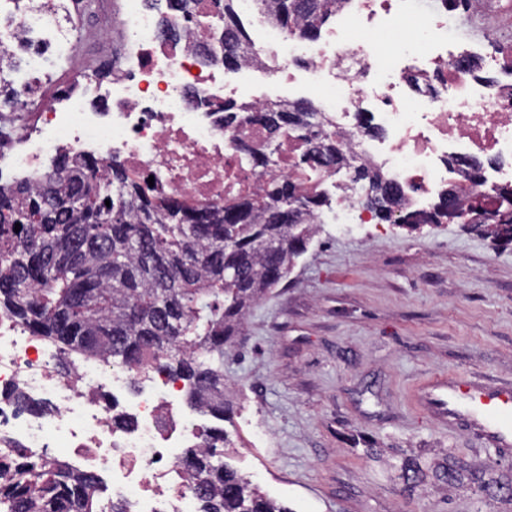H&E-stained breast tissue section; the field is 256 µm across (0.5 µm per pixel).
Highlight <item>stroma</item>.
Listing matches in <instances>:
<instances>
[{
	"label": "stroma",
	"instance_id": "35a3bbf8",
	"mask_svg": "<svg viewBox=\"0 0 512 512\" xmlns=\"http://www.w3.org/2000/svg\"><path fill=\"white\" fill-rule=\"evenodd\" d=\"M451 372L512 380V247L457 219L323 225L224 356V460L292 512H512L444 478L512 473L412 401Z\"/></svg>",
	"mask_w": 512,
	"mask_h": 512
}]
</instances>
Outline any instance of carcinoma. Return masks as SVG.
<instances>
[{"label":"carcinoma","instance_id":"obj_1","mask_svg":"<svg viewBox=\"0 0 512 512\" xmlns=\"http://www.w3.org/2000/svg\"><path fill=\"white\" fill-rule=\"evenodd\" d=\"M262 2L272 4L284 30L309 38L336 7V0ZM212 8L224 17V65L236 68L233 47L246 33L233 0H212ZM313 110L259 109L251 120L274 141L286 125L307 126ZM305 140L313 148L300 164L336 161L335 139L313 129ZM355 180L368 181L366 206L389 220L396 198L362 169ZM500 197L505 204L488 212V223L471 228L508 247L512 189ZM328 204L325 191L273 176L258 197L200 210L146 194L120 164L99 175L89 161L64 155L36 186L0 185V310L63 350L106 354L130 366L151 359L183 382L192 408L224 421L231 413L224 349L249 308L307 251L316 233L311 218ZM443 218H455L446 192L433 211L399 223L417 227ZM231 443L228 431L214 426L202 447L184 452L199 512H290L224 462ZM102 493L100 483L46 452L21 462L0 459V512H100Z\"/></svg>","mask_w":512,"mask_h":512}]
</instances>
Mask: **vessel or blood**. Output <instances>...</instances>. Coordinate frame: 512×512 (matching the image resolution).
Segmentation results:
<instances>
[{"label": "vessel or blood", "mask_w": 512, "mask_h": 512, "mask_svg": "<svg viewBox=\"0 0 512 512\" xmlns=\"http://www.w3.org/2000/svg\"><path fill=\"white\" fill-rule=\"evenodd\" d=\"M419 397L448 425L462 424L485 444L512 451V383L488 387L456 373L436 378L419 389Z\"/></svg>", "instance_id": "obj_1"}]
</instances>
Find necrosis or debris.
<instances>
[{"label": "necrosis or debris", "instance_id": "1", "mask_svg": "<svg viewBox=\"0 0 512 512\" xmlns=\"http://www.w3.org/2000/svg\"><path fill=\"white\" fill-rule=\"evenodd\" d=\"M249 29L238 67L244 82L224 81L222 18L196 0L195 20H167L145 0H122L111 32L124 45L101 80L95 67L66 72L52 88L42 78L64 69L86 12L82 0H0V53L21 56L11 79L16 109L0 111V183L37 182L46 161H119L153 193L195 207L260 194L271 175L302 186H331L315 223L344 229L369 224L364 167L400 186L401 210L429 211L448 188L498 205L512 188V0H337L314 38L289 33L258 0H236ZM179 31L167 38L164 27ZM391 38L382 58L378 37ZM286 82L288 91L249 89L254 79ZM315 101V123L335 136L340 164L304 168L307 146L282 132L269 163L254 166L241 151L267 150L268 134L248 123L258 108L292 111L293 88ZM236 103L225 126L220 108ZM36 104L33 123L22 117ZM268 151V150H267ZM476 159L478 171L464 167ZM57 348L0 314V451L15 457L55 449L99 479L105 504L126 512H197L182 451L201 443L195 415L176 409L181 381L153 365L104 358L58 375Z\"/></svg>", "mask_w": 512, "mask_h": 512}]
</instances>
